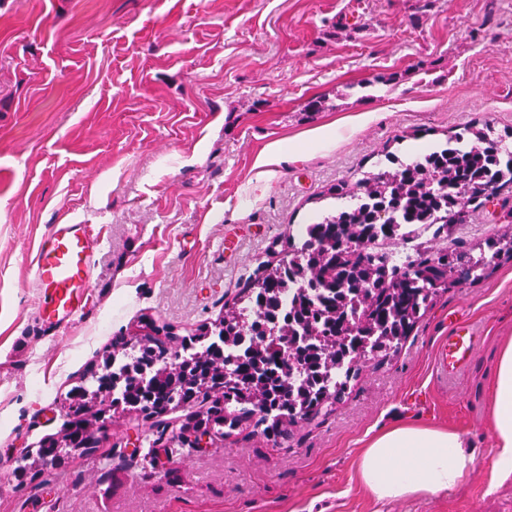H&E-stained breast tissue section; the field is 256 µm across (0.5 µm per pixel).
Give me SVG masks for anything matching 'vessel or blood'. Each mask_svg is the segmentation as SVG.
I'll list each match as a JSON object with an SVG mask.
<instances>
[{"label": "vessel or blood", "mask_w": 512, "mask_h": 512, "mask_svg": "<svg viewBox=\"0 0 512 512\" xmlns=\"http://www.w3.org/2000/svg\"><path fill=\"white\" fill-rule=\"evenodd\" d=\"M38 311L45 329L75 322L83 312L93 281V241L86 224H53L33 259ZM479 338L471 325L451 329L437 356L442 374L465 369Z\"/></svg>", "instance_id": "b4317fda"}]
</instances>
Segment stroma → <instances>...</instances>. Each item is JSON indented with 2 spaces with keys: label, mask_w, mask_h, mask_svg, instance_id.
<instances>
[{
  "label": "stroma",
  "mask_w": 512,
  "mask_h": 512,
  "mask_svg": "<svg viewBox=\"0 0 512 512\" xmlns=\"http://www.w3.org/2000/svg\"><path fill=\"white\" fill-rule=\"evenodd\" d=\"M474 123L512 149V0H0V512H512V486L488 489L512 259L441 294L287 438L244 418L196 452L118 413L100 447L27 461L113 337L214 326L320 194ZM511 209L507 190L466 208L453 240L493 236ZM52 224L91 225L94 269L80 318L46 339L30 283ZM459 322L480 342L446 377L436 351ZM400 420L467 436L459 488L379 503L360 487L363 443Z\"/></svg>",
  "instance_id": "1"
}]
</instances>
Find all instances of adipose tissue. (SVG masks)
Instances as JSON below:
<instances>
[{"label": "adipose tissue", "instance_id": "1", "mask_svg": "<svg viewBox=\"0 0 512 512\" xmlns=\"http://www.w3.org/2000/svg\"><path fill=\"white\" fill-rule=\"evenodd\" d=\"M492 485L512 482V339L499 347L492 383ZM461 432L417 422L381 427L365 443L357 471L377 500L454 490L475 461Z\"/></svg>", "mask_w": 512, "mask_h": 512}]
</instances>
